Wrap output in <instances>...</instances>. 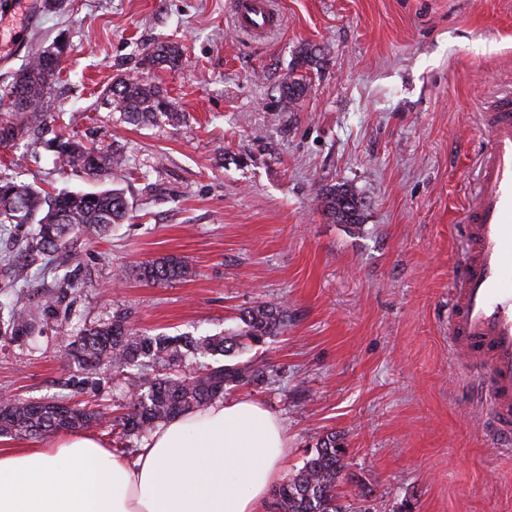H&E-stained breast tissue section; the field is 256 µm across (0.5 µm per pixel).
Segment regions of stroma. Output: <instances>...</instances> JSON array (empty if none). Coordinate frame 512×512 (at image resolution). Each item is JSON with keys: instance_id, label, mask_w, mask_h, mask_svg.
Listing matches in <instances>:
<instances>
[{"instance_id": "obj_1", "label": "stroma", "mask_w": 512, "mask_h": 512, "mask_svg": "<svg viewBox=\"0 0 512 512\" xmlns=\"http://www.w3.org/2000/svg\"><path fill=\"white\" fill-rule=\"evenodd\" d=\"M232 0H69L30 18L0 0V86L59 39L70 46L39 122L120 148L115 178L60 169L20 139L0 178L46 193L122 189L130 218L15 281L0 306L79 288L32 336L0 342V392L65 393V345L126 311L171 336L233 329L242 309L282 301L288 327L266 345L272 382L234 392L280 418L286 470L319 436L347 449L374 512H512V451L477 403L478 379L448 349V295L463 246L458 215L474 187L482 115L512 93V0H273L281 26L233 27ZM175 41L178 69L144 70V49ZM315 50L307 95L277 105L300 49ZM161 88L181 125H131L104 105L117 78ZM345 184L365 222L323 216L322 188ZM167 253L192 274L166 285L133 269Z\"/></svg>"}]
</instances>
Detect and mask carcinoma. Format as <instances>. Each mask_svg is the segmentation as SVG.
<instances>
[{
    "instance_id": "obj_1",
    "label": "carcinoma",
    "mask_w": 512,
    "mask_h": 512,
    "mask_svg": "<svg viewBox=\"0 0 512 512\" xmlns=\"http://www.w3.org/2000/svg\"><path fill=\"white\" fill-rule=\"evenodd\" d=\"M68 47L47 49L58 57L56 71H45L44 53L26 63L13 80L0 89V146L26 134L20 123L25 115L44 111L52 84L59 78ZM183 51L176 42L147 48L140 59L146 69H177ZM319 65L317 56L300 50L292 74L282 87L278 103L290 108L309 89L308 71ZM103 103L130 124L163 121L177 126L184 115L158 87L139 79L121 78L106 91ZM51 147L63 165L88 176H112L123 171L125 155L117 149L86 146L69 134L52 140ZM323 214L338 224L361 225L364 203L355 192L334 186L320 194ZM128 203L120 189L94 193L60 192L45 197L35 188L0 179V228L33 224L23 255L31 260L70 251L79 243L102 238L114 224L128 216ZM192 269L184 256L168 254L138 265L135 276L147 283L182 280ZM77 283L66 281L56 295L36 304L15 305L0 325V340L18 342L32 335L34 323L53 311ZM288 325V310L273 302H260L242 310L234 331L212 336L151 335L129 325V316L117 311L112 320L88 328L65 349L80 373L68 380L71 393L43 403L16 398L0 402V436L33 439L58 432L102 428L112 435L114 451L130 454L129 442L148 435L158 425L189 411H202L235 389L259 387L269 380V366L257 353L267 340ZM102 365L112 368V383L123 386L130 398L122 413L108 417L95 403L100 380L93 377ZM347 448L334 432L318 438L301 467L275 490L276 512H371L370 493L363 490L343 502L340 486L361 483L348 471Z\"/></svg>"
}]
</instances>
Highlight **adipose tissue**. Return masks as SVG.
<instances>
[{
    "instance_id": "ef3b65f1",
    "label": "adipose tissue",
    "mask_w": 512,
    "mask_h": 512,
    "mask_svg": "<svg viewBox=\"0 0 512 512\" xmlns=\"http://www.w3.org/2000/svg\"><path fill=\"white\" fill-rule=\"evenodd\" d=\"M287 453L274 414L219 401L159 425L130 456L90 433L0 448V512H265Z\"/></svg>"
}]
</instances>
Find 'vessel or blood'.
Wrapping results in <instances>:
<instances>
[{
    "label": "vessel or blood",
    "mask_w": 512,
    "mask_h": 512,
    "mask_svg": "<svg viewBox=\"0 0 512 512\" xmlns=\"http://www.w3.org/2000/svg\"><path fill=\"white\" fill-rule=\"evenodd\" d=\"M234 22L262 34L280 23L271 0H234ZM481 134V184L463 210L467 250L448 308V344L468 358L494 434L512 445V97L494 101Z\"/></svg>",
    "instance_id": "b4317fda"
}]
</instances>
